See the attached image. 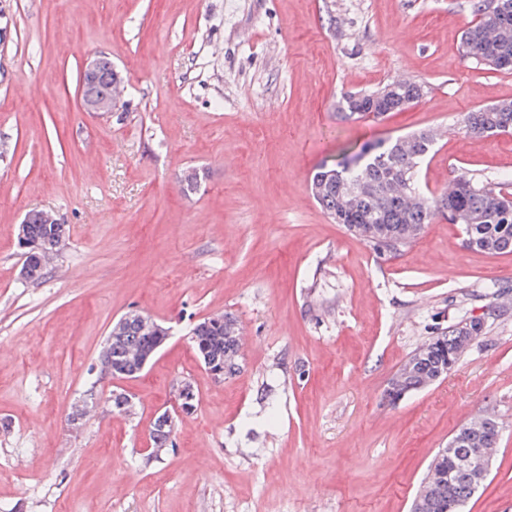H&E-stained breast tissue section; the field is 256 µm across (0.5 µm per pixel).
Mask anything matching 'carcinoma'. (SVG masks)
I'll return each instance as SVG.
<instances>
[{"label": "carcinoma", "instance_id": "obj_1", "mask_svg": "<svg viewBox=\"0 0 512 512\" xmlns=\"http://www.w3.org/2000/svg\"><path fill=\"white\" fill-rule=\"evenodd\" d=\"M475 21L461 37L464 56L475 66L495 62L492 70L512 71V0H475ZM84 95H112V65L103 63L97 77L81 82ZM423 83L394 79L376 88L346 97L339 109L346 119L380 118L416 103L417 89ZM462 127L476 137H489L512 131V102L502 101L479 107L464 114ZM433 134L421 130L364 145L340 161L321 165L310 177L313 199L334 222L345 225L375 249L397 251L414 242L424 226L435 217L458 215L470 219L463 225L464 244L491 254L512 252V193L508 183H490L473 176L454 180V190L428 195L421 188L418 173L432 152ZM25 238L42 243L66 237V225L50 220L44 211H31L19 226ZM55 250L24 252V265L36 279H41L46 263ZM195 349L199 358L209 357L224 368V377L240 372L241 358L237 320L224 315L219 321L207 317L195 325ZM159 335L145 326L137 313L121 317L112 333V354L103 358L108 370L140 368L138 358L151 352ZM459 360V346L453 332L432 339L413 353L407 366L391 382L399 394L420 389L439 370ZM499 430L494 424L474 430L476 448H495ZM454 456L442 449L435 456L427 480L434 492L430 501L413 503L419 512H442L448 497V475L455 468Z\"/></svg>", "mask_w": 512, "mask_h": 512}]
</instances>
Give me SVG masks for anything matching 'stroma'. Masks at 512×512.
<instances>
[{"mask_svg": "<svg viewBox=\"0 0 512 512\" xmlns=\"http://www.w3.org/2000/svg\"><path fill=\"white\" fill-rule=\"evenodd\" d=\"M471 4L0 0V512H410L436 452L484 416L501 432L467 512H512V253L466 248L440 216L380 252L308 188L342 152L443 125L420 173L431 192L512 178V134L460 125L512 101V71L462 53ZM99 54L124 80L112 112L80 97ZM402 72L428 85L418 104L338 114ZM31 210L69 228L37 283L17 241ZM130 311L172 334L138 377L101 374ZM225 312L254 347L219 383L191 330ZM468 322L481 330L447 377L386 401L414 351ZM186 380L197 408L151 454Z\"/></svg>", "mask_w": 512, "mask_h": 512, "instance_id": "stroma-1", "label": "stroma"}]
</instances>
